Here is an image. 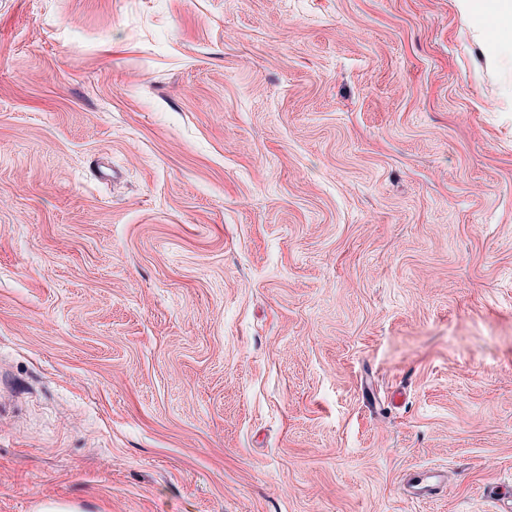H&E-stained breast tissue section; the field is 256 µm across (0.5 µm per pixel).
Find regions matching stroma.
I'll return each mask as SVG.
<instances>
[{
    "label": "stroma",
    "instance_id": "stroma-1",
    "mask_svg": "<svg viewBox=\"0 0 512 512\" xmlns=\"http://www.w3.org/2000/svg\"><path fill=\"white\" fill-rule=\"evenodd\" d=\"M500 482L511 35L459 0H0V512ZM445 486L444 475L430 467L407 470L404 491L412 501H428L437 498Z\"/></svg>",
    "mask_w": 512,
    "mask_h": 512
}]
</instances>
